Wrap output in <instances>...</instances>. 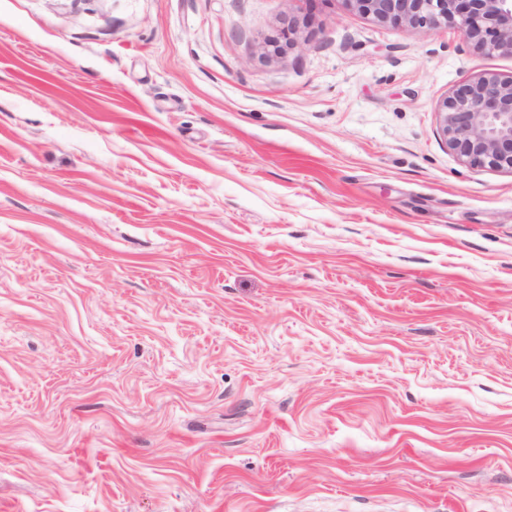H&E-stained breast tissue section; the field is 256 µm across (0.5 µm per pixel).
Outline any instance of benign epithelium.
<instances>
[{
    "label": "benign epithelium",
    "mask_w": 512,
    "mask_h": 512,
    "mask_svg": "<svg viewBox=\"0 0 512 512\" xmlns=\"http://www.w3.org/2000/svg\"><path fill=\"white\" fill-rule=\"evenodd\" d=\"M358 12L404 30L457 28L480 50L512 55V0H348ZM284 25L273 52L295 45ZM448 149L476 167L512 171V78L487 73L457 86L439 104Z\"/></svg>",
    "instance_id": "1"
}]
</instances>
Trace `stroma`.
<instances>
[{
	"label": "stroma",
	"instance_id": "35a3bbf8",
	"mask_svg": "<svg viewBox=\"0 0 512 512\" xmlns=\"http://www.w3.org/2000/svg\"><path fill=\"white\" fill-rule=\"evenodd\" d=\"M488 73L347 0H0V512H512V172L438 115Z\"/></svg>",
	"mask_w": 512,
	"mask_h": 512
}]
</instances>
